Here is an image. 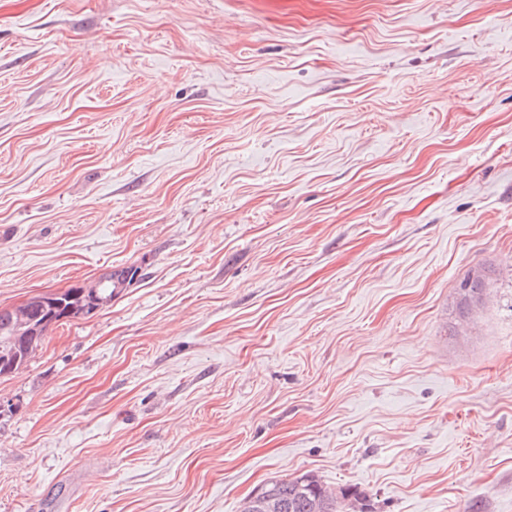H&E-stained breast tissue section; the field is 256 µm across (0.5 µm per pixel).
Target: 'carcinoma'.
<instances>
[{
  "label": "carcinoma",
  "instance_id": "carcinoma-1",
  "mask_svg": "<svg viewBox=\"0 0 512 512\" xmlns=\"http://www.w3.org/2000/svg\"><path fill=\"white\" fill-rule=\"evenodd\" d=\"M495 269L482 265L469 271L458 288L456 318H468L469 302L487 295L493 281ZM87 287L70 288L62 293L59 300L65 307L73 308L72 317L83 312ZM273 494L283 504L282 512H352L360 497L347 490L334 492L325 487L314 475L306 472L294 478L272 479L266 482L259 495Z\"/></svg>",
  "mask_w": 512,
  "mask_h": 512
}]
</instances>
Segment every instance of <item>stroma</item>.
I'll return each mask as SVG.
<instances>
[{"mask_svg":"<svg viewBox=\"0 0 512 512\" xmlns=\"http://www.w3.org/2000/svg\"><path fill=\"white\" fill-rule=\"evenodd\" d=\"M130 266L0 379V512H512V0H0V307ZM478 271H482V274L478 275ZM494 275L495 269L492 266L482 265L470 270L463 278L457 292L458 297L455 307L457 321L464 317H466L467 320L470 319L469 302L476 298H485L488 288L494 280ZM266 493L273 494L283 504L280 512H363V507L354 510L362 500L358 495L344 489L338 493L329 490L309 472L294 478L269 480L261 487L259 496Z\"/></svg>","mask_w":512,"mask_h":512,"instance_id":"1","label":"stroma"}]
</instances>
